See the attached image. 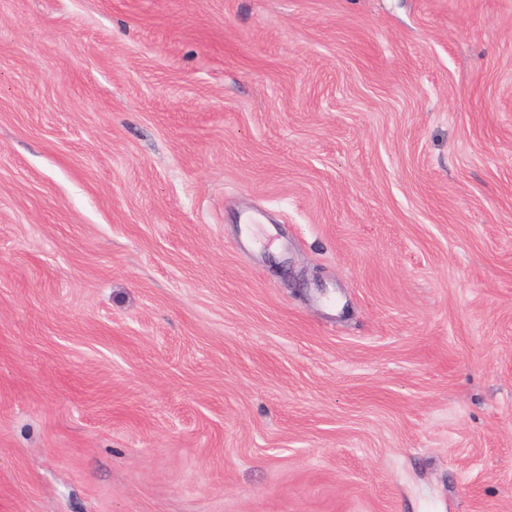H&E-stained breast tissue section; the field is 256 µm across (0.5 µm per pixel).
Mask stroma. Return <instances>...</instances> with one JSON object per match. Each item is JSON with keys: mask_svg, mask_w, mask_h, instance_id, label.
<instances>
[{"mask_svg": "<svg viewBox=\"0 0 512 512\" xmlns=\"http://www.w3.org/2000/svg\"><path fill=\"white\" fill-rule=\"evenodd\" d=\"M0 512H512V0H0Z\"/></svg>", "mask_w": 512, "mask_h": 512, "instance_id": "obj_1", "label": "stroma"}]
</instances>
